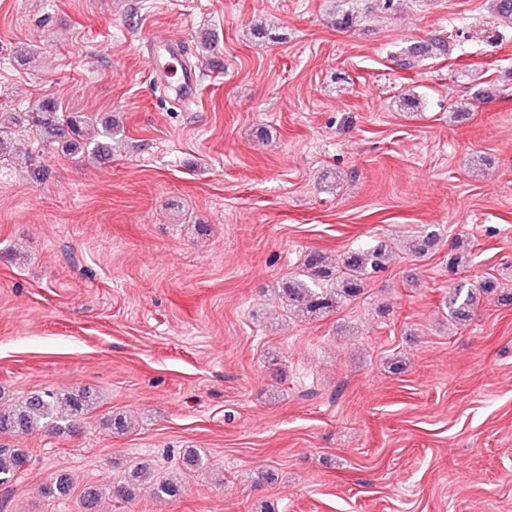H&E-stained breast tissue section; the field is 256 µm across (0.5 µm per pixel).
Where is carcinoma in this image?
I'll use <instances>...</instances> for the list:
<instances>
[{"instance_id":"1","label":"carcinoma","mask_w":512,"mask_h":512,"mask_svg":"<svg viewBox=\"0 0 512 512\" xmlns=\"http://www.w3.org/2000/svg\"><path fill=\"white\" fill-rule=\"evenodd\" d=\"M28 121L54 141L65 142L68 153L82 158H97L103 149L112 148L110 121H104L103 129L97 132L98 139L83 142L82 124L85 120L61 112V105L53 98L42 100L34 111L28 113ZM16 123L17 118L12 113H0V158L10 153L8 132ZM436 241L434 234L413 236L408 242V253L415 257L424 256L433 249ZM394 256L392 247L387 244L349 250L338 265L323 254L309 253L303 261V273L284 282L279 296L285 300L290 312L304 317H322L335 312L344 302L356 300L363 294L367 277L385 271ZM481 294H497L499 301L512 304V292L505 290L492 277L475 283L460 282L448 291L446 306L450 321L456 326L470 322ZM95 404V394L86 388L66 392H32L21 401L0 408V436L26 434L40 422L57 434L70 433L76 422ZM30 462L28 449L0 445V512L7 508L15 485L23 479ZM147 482L151 483L153 495L160 500H173L184 492L181 481L158 478L150 466L142 464L130 469L107 492L97 485H85L79 500L82 512H101L102 500L108 493L114 499L130 501ZM72 486L70 474L61 472L50 484L42 487L41 494L47 498L67 497Z\"/></svg>"}]
</instances>
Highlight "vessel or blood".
<instances>
[{
    "label": "vessel or blood",
    "instance_id": "obj_1",
    "mask_svg": "<svg viewBox=\"0 0 512 512\" xmlns=\"http://www.w3.org/2000/svg\"><path fill=\"white\" fill-rule=\"evenodd\" d=\"M188 43L177 36L151 32L142 41V49L152 65V75L156 84L174 92L176 98L185 103L193 102L203 73H222V56H213L206 67L189 64L187 61Z\"/></svg>",
    "mask_w": 512,
    "mask_h": 512
}]
</instances>
